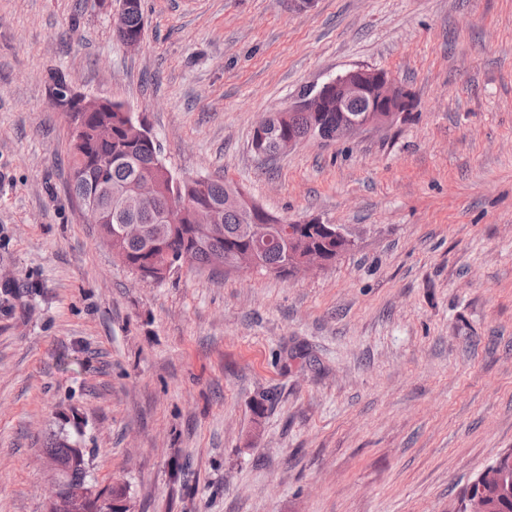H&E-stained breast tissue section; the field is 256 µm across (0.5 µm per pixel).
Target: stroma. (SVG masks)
Masks as SVG:
<instances>
[{"mask_svg": "<svg viewBox=\"0 0 512 512\" xmlns=\"http://www.w3.org/2000/svg\"><path fill=\"white\" fill-rule=\"evenodd\" d=\"M0 0V512H44L51 434L133 512H457L512 451V0ZM357 68L414 104L271 161L254 124ZM64 73L167 166L338 225L293 277L135 273L69 192ZM116 2L118 3V8L113 14V24L118 25L124 16L120 31L113 30L116 38L121 42L124 35L141 36L143 34L142 14L139 11H131L135 8H141V1L116 0Z\"/></svg>", "mask_w": 512, "mask_h": 512, "instance_id": "1", "label": "stroma"}]
</instances>
